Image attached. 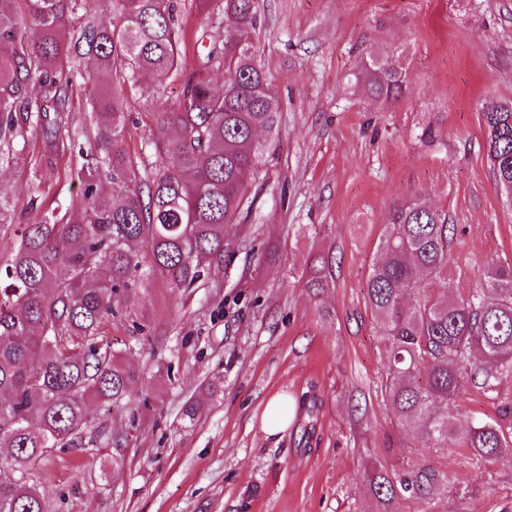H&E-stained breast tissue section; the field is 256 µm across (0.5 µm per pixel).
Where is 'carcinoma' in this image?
I'll return each mask as SVG.
<instances>
[{
  "label": "carcinoma",
  "instance_id": "carcinoma-1",
  "mask_svg": "<svg viewBox=\"0 0 512 512\" xmlns=\"http://www.w3.org/2000/svg\"><path fill=\"white\" fill-rule=\"evenodd\" d=\"M83 0H0V158L13 155L21 131L35 125L59 144L71 111L73 76L67 57L93 71L90 98L95 134L81 170L82 195L62 221L24 227L0 262V512H46L31 470L50 448L76 447L88 427L86 405L121 399L136 373L125 365L131 347L100 335L117 314L138 273L158 274L171 288H197L223 269L230 247L224 227L251 212L274 133L277 99L257 59V0H199L224 18L223 36L197 51L183 71L172 0H112V20L69 18ZM41 32L36 42L21 27ZM224 75L213 92L208 74ZM365 92L399 101L410 91L403 63L371 51L362 63ZM182 77L186 103L152 113L159 128L179 135L149 145L155 161L138 167L125 145L128 112L109 84L148 93ZM496 185L512 190V102H491L481 113ZM112 193L102 197L103 179ZM447 213L417 198L393 205L380 240L381 261L365 299L384 338L387 389L401 424L423 429L438 448L448 439L478 463L512 456V433L495 420H449L463 381L485 391L512 373V269L490 268L481 287L448 300L420 293L428 279L448 288ZM443 474L427 464L369 474L380 512L402 497L430 495Z\"/></svg>",
  "mask_w": 512,
  "mask_h": 512
}]
</instances>
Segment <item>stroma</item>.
I'll return each instance as SVG.
<instances>
[{
	"instance_id": "stroma-1",
	"label": "stroma",
	"mask_w": 512,
	"mask_h": 512,
	"mask_svg": "<svg viewBox=\"0 0 512 512\" xmlns=\"http://www.w3.org/2000/svg\"><path fill=\"white\" fill-rule=\"evenodd\" d=\"M188 44L219 38L218 16L175 0ZM256 47L280 101L253 218L231 224L224 268L190 291L160 276L123 301L101 333L130 345L137 373L119 406L88 404L78 447L45 454L32 479L48 512H378L367 475L417 460L444 474L398 512H512V457L475 464L400 425L385 392L383 339L365 305L393 205L419 196L448 214V279L478 288L512 266V206L498 192L481 112L512 101V0H258ZM403 50L410 93L363 91L361 60ZM126 142L168 139L152 112L177 107L179 81L147 96L124 87ZM39 129L0 164V241L80 199L77 153L45 165ZM330 258L328 287L308 281ZM280 398L287 428L268 435ZM195 401L193 419L182 408ZM458 409L512 429V375L495 393L463 383Z\"/></svg>"
}]
</instances>
